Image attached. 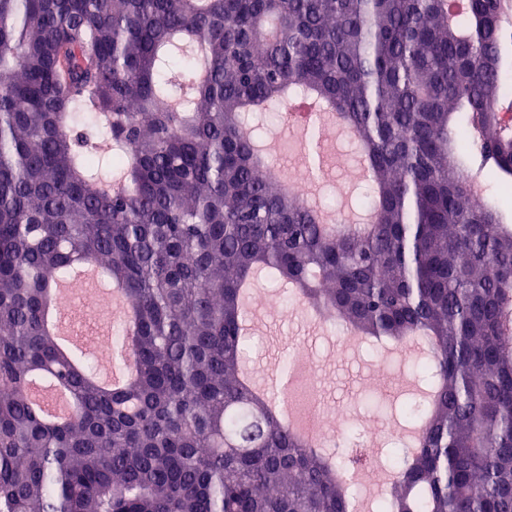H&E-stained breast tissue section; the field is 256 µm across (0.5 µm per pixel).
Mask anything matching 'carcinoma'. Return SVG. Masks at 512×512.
I'll return each mask as SVG.
<instances>
[{
	"instance_id": "carcinoma-1",
	"label": "carcinoma",
	"mask_w": 512,
	"mask_h": 512,
	"mask_svg": "<svg viewBox=\"0 0 512 512\" xmlns=\"http://www.w3.org/2000/svg\"><path fill=\"white\" fill-rule=\"evenodd\" d=\"M0 0V512H350L344 463L241 380L242 285L405 347L430 400L399 421L373 512H512V0ZM315 92L353 129L374 223L338 233L272 177L254 114ZM318 123L301 149L321 176ZM105 267L120 391L47 323ZM47 373L69 422L31 407Z\"/></svg>"
}]
</instances>
